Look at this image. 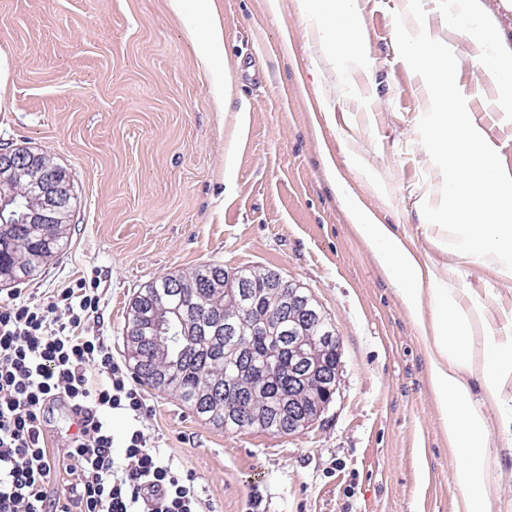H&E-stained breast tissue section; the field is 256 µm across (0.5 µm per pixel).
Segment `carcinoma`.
<instances>
[{
	"label": "carcinoma",
	"mask_w": 512,
	"mask_h": 512,
	"mask_svg": "<svg viewBox=\"0 0 512 512\" xmlns=\"http://www.w3.org/2000/svg\"><path fill=\"white\" fill-rule=\"evenodd\" d=\"M15 197L0 220V282L33 279L67 245L72 210L45 232L23 220L44 212L43 200L5 168ZM267 268L233 273L216 263L152 281L136 292L124 321V343L136 379L172 396L213 427L288 434V408L308 422L336 394L340 340L309 290L268 286ZM294 290L313 311L285 319Z\"/></svg>",
	"instance_id": "carcinoma-1"
}]
</instances>
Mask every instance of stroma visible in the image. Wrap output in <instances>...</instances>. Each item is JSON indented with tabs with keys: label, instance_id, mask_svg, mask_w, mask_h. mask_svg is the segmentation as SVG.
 <instances>
[{
	"label": "stroma",
	"instance_id": "stroma-1",
	"mask_svg": "<svg viewBox=\"0 0 512 512\" xmlns=\"http://www.w3.org/2000/svg\"><path fill=\"white\" fill-rule=\"evenodd\" d=\"M224 27L216 106L208 73L167 0H0V149L53 156L73 178L66 250L22 293L96 279L102 331L127 362L123 325L146 283L218 263L269 267L308 288L336 326V394L294 434L221 430L143 389V427L192 473L212 512H468L459 457L431 382L440 355L430 288L485 318L460 372L487 424L489 512H512V380L485 396L488 333L512 334V278L462 258L435 219L445 171L425 79L400 42L427 25L459 48L441 0H359L364 63L321 47L297 0H213ZM466 107L512 174V111L479 66L457 73ZM391 225L417 258L420 307L360 236L337 191Z\"/></svg>",
	"mask_w": 512,
	"mask_h": 512
}]
</instances>
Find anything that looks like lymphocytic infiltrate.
<instances>
[{"instance_id": "1", "label": "lymphocytic infiltrate", "mask_w": 512, "mask_h": 512, "mask_svg": "<svg viewBox=\"0 0 512 512\" xmlns=\"http://www.w3.org/2000/svg\"><path fill=\"white\" fill-rule=\"evenodd\" d=\"M100 303L83 280L43 301L17 288L0 301V512H204L194 476L165 461L141 427L147 405L95 327ZM57 403L80 416L60 458L44 425ZM114 412L130 421L119 459Z\"/></svg>"}]
</instances>
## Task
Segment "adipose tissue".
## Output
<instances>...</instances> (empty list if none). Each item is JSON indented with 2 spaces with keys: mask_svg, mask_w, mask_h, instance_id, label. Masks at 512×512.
<instances>
[{
  "mask_svg": "<svg viewBox=\"0 0 512 512\" xmlns=\"http://www.w3.org/2000/svg\"><path fill=\"white\" fill-rule=\"evenodd\" d=\"M479 0H445L448 25L464 29L472 59L498 89L503 104L512 106V0H499L501 18L493 24L469 25ZM172 13L182 17L185 34L198 49L199 63L211 71L216 96L224 94V74L214 63L224 55V33L212 18V0H168ZM301 10L314 18L324 49L337 59H359L362 51V16L357 0H300ZM207 18L198 28L196 18ZM411 66L429 80V97L436 109L435 149L446 172V203L438 219L448 229L450 246L462 255L489 258L500 271L512 276V177L496 166L494 148L484 128L463 109L465 98L456 79L463 62L454 50L436 46L421 33L402 45ZM359 234L372 246L380 262L400 286L404 300L417 304L420 269L390 225L357 212ZM433 297L438 311L435 342L441 361L433 363L431 380L440 398L448 436L461 457L460 485L469 512H486L485 488L489 471L484 446L483 418L471 407V394L456 375L468 366L472 326L479 309H459L452 289L437 288ZM482 369V387L498 395L512 379V336L489 337Z\"/></svg>",
  "mask_w": 512,
  "mask_h": 512,
  "instance_id": "1",
  "label": "adipose tissue"
}]
</instances>
